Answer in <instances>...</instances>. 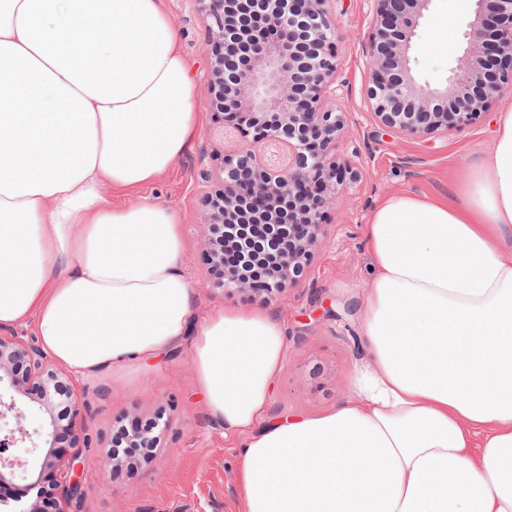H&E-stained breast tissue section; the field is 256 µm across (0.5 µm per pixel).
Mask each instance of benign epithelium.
<instances>
[{"label":"benign epithelium","mask_w":512,"mask_h":512,"mask_svg":"<svg viewBox=\"0 0 512 512\" xmlns=\"http://www.w3.org/2000/svg\"><path fill=\"white\" fill-rule=\"evenodd\" d=\"M210 32L205 53L214 57L210 84L223 128L238 134L234 153L224 155L223 188L208 198L198 226L211 244L231 208L244 212L250 227L281 246L261 252L249 232L235 248L246 259L270 262L272 272L255 281L240 267L224 264L212 250L217 285L228 295L250 289L267 299L279 296L296 277L322 235V216L336 206L343 171L336 162L347 125L339 99L338 25L332 0H288L265 9V0H199ZM371 28L362 44L368 80L367 115L405 135L444 134L471 124L512 87V0H475L466 46L454 52L446 84L421 83L413 67V40L432 0H366ZM247 63L224 82L223 64ZM19 391L33 382L43 398L58 389L59 370L38 346L13 333L0 335V384ZM15 398L0 395V485L30 461L10 449L52 432L30 431ZM168 422L157 417L135 428L133 448H154Z\"/></svg>","instance_id":"1"}]
</instances>
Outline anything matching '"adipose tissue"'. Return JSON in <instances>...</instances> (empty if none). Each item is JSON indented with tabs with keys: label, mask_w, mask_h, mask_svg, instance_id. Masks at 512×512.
Listing matches in <instances>:
<instances>
[{
	"label": "adipose tissue",
	"mask_w": 512,
	"mask_h": 512,
	"mask_svg": "<svg viewBox=\"0 0 512 512\" xmlns=\"http://www.w3.org/2000/svg\"><path fill=\"white\" fill-rule=\"evenodd\" d=\"M161 3L0 0V325L33 320L84 376L190 338L241 437L242 512H512V110L470 181L373 208L367 359L335 408L273 422L283 322L227 306L188 336L175 208L104 193L152 183L200 129Z\"/></svg>",
	"instance_id": "obj_1"
}]
</instances>
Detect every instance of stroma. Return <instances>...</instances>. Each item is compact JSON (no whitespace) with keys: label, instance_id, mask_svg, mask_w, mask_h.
I'll use <instances>...</instances> for the list:
<instances>
[{"label":"stroma","instance_id":"stroma-1","mask_svg":"<svg viewBox=\"0 0 512 512\" xmlns=\"http://www.w3.org/2000/svg\"><path fill=\"white\" fill-rule=\"evenodd\" d=\"M163 8L192 64L196 106L203 122L172 171L122 195L121 201L130 205L148 199L176 207L186 241L182 267L194 288L192 329H199L207 317L227 305H264L284 321L290 344L273 385L270 418L330 409L346 396L349 375L364 357L359 324L371 278L364 244L371 210L391 195H438L466 179L491 146L498 113L512 109V91L503 90L473 124L445 134L411 137L370 122L361 115L367 84L361 44L370 30L368 7L365 0H332L330 8L339 25V102L354 118L346 139L359 146L362 157L359 164L351 165L336 209L327 211L324 238L298 281L267 304L248 293L228 296L215 284L210 247L196 224L208 196L219 187L216 174L224 155L218 135L222 121L212 107L208 87L206 23L198 0H163ZM475 8V0H432L414 39L413 57L421 82L438 86L448 79L452 57L437 46L439 21L451 16L453 46L464 47ZM15 398L30 428L56 422L54 448L81 452L84 493L66 498L63 470L34 469L17 472L0 487L1 494L19 495L31 503L48 489L59 512H239L237 439L208 412L195 385L188 343L124 370L80 378L79 416L72 429L60 419L63 397L43 399L40 389L30 385ZM160 415L169 426L149 461L115 477L102 475L99 463L111 453L117 432L147 425Z\"/></svg>","mask_w":512,"mask_h":512}]
</instances>
